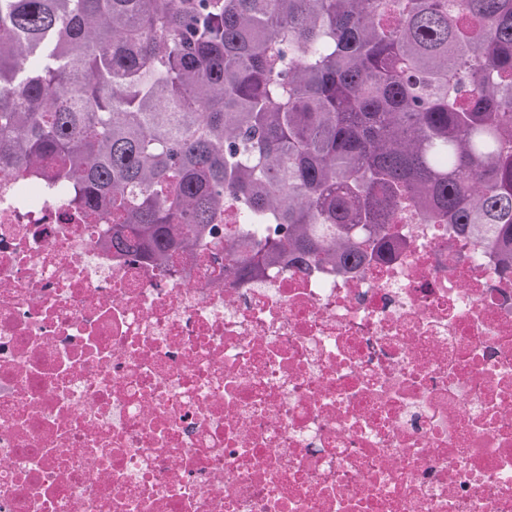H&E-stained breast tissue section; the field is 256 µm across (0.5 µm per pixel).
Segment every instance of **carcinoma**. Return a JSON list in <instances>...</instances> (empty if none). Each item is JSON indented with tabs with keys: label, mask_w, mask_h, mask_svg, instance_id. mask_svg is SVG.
Returning a JSON list of instances; mask_svg holds the SVG:
<instances>
[{
	"label": "carcinoma",
	"mask_w": 512,
	"mask_h": 512,
	"mask_svg": "<svg viewBox=\"0 0 512 512\" xmlns=\"http://www.w3.org/2000/svg\"><path fill=\"white\" fill-rule=\"evenodd\" d=\"M167 265L240 201L225 276L403 247V208L512 274V0H0V174Z\"/></svg>",
	"instance_id": "cac0c4a2"
}]
</instances>
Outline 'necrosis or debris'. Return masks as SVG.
<instances>
[{"label": "necrosis or debris", "mask_w": 512, "mask_h": 512, "mask_svg": "<svg viewBox=\"0 0 512 512\" xmlns=\"http://www.w3.org/2000/svg\"><path fill=\"white\" fill-rule=\"evenodd\" d=\"M167 269L0 178V512H512V275L410 210L396 259Z\"/></svg>", "instance_id": "necrosis-or-debris-1"}]
</instances>
